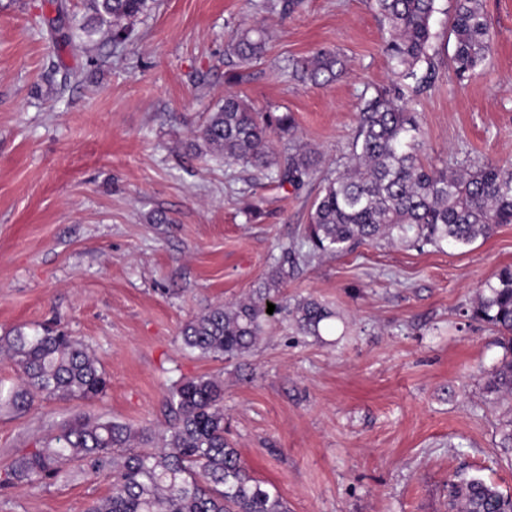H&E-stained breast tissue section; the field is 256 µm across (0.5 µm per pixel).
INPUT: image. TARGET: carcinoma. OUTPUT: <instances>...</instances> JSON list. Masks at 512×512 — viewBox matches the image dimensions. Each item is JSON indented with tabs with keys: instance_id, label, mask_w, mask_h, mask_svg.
Instances as JSON below:
<instances>
[{
	"instance_id": "1",
	"label": "carcinoma",
	"mask_w": 512,
	"mask_h": 512,
	"mask_svg": "<svg viewBox=\"0 0 512 512\" xmlns=\"http://www.w3.org/2000/svg\"><path fill=\"white\" fill-rule=\"evenodd\" d=\"M154 0H88L90 15L67 36L84 48L98 33L115 46L131 40L133 23ZM388 32L386 51L396 77L392 87L368 101L350 165L324 180L313 202L304 242L308 254L340 255L370 243H408L423 248L447 244L464 248L497 228L512 224V165L494 162L452 170L422 161L423 132L405 88L419 92L436 74L432 19L438 0H370ZM450 34L452 66L460 79L484 69L494 34L482 0H455ZM268 35L259 23L239 26L226 53L240 66H253L265 55ZM289 75L302 83L320 82L346 72L344 59L321 49L294 60ZM276 133L293 139L295 121L270 107L259 112L234 94L209 113L197 136L211 155L226 164L256 170L280 186L300 187L312 175L310 155L294 152L282 159L270 149ZM299 264L295 249L284 246L268 277L249 297L218 303L189 319L181 330L186 349L202 356H247L271 322L286 313L297 332L321 336L336 311L313 297L279 304V288ZM470 317L499 333L502 359L489 373L488 392L512 397V267H502L479 291ZM0 351L21 371V382L0 383V411L21 413L39 399L89 400L105 392L107 381L89 348L65 331L15 327L0 335ZM224 389L212 377L183 379L169 393L173 419L158 444L152 434L109 419L78 416L59 434L19 454L0 486H35L59 477L68 462L84 475L112 476V492L84 512H288L276 490L252 477L238 449L224 438ZM449 512H512V495L480 477H461L448 488Z\"/></svg>"
}]
</instances>
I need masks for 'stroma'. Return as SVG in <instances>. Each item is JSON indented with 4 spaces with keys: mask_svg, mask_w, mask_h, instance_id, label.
Listing matches in <instances>:
<instances>
[{
    "mask_svg": "<svg viewBox=\"0 0 512 512\" xmlns=\"http://www.w3.org/2000/svg\"><path fill=\"white\" fill-rule=\"evenodd\" d=\"M438 6V77L411 102L423 161L512 164V0H483L494 52L464 80L449 67L453 0ZM85 17V0H0V334L64 329L92 349L108 388L0 414V473L77 414L160 433L174 383L205 375L224 384L226 438L289 512H448L458 473L512 494L505 408L485 388L503 350L470 317L484 283L512 265V224L463 249L362 244L312 256L280 297L334 308L322 338L281 314L243 358L182 346L189 318L245 297L282 246L302 245L364 98L391 87L385 25L368 0H297L285 18L253 0H155L131 43L98 38L80 52L36 25ZM253 20L268 50L242 76L224 49ZM321 49L341 54L344 75L289 79V61ZM69 69L79 77L67 83ZM229 92L293 113L294 140L274 146L310 151V182L255 191L253 171L210 157L196 131ZM158 210L171 223H150ZM111 488L108 475L0 487V512H84Z\"/></svg>",
    "mask_w": 512,
    "mask_h": 512,
    "instance_id": "1",
    "label": "stroma"
}]
</instances>
